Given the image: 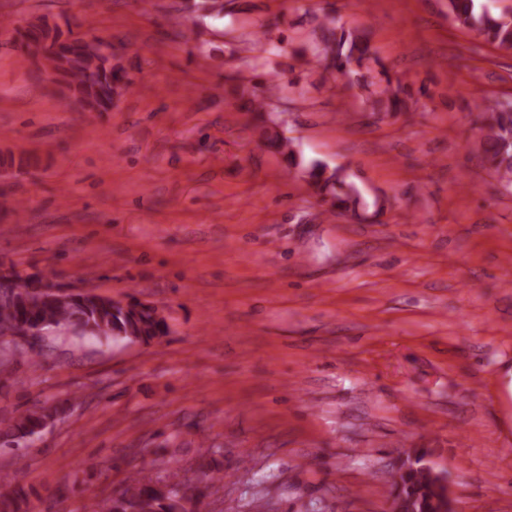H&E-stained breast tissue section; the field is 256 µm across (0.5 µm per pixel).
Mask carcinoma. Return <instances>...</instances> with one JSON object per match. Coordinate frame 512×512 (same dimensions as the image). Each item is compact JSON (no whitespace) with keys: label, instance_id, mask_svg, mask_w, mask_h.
<instances>
[{"label":"carcinoma","instance_id":"obj_1","mask_svg":"<svg viewBox=\"0 0 512 512\" xmlns=\"http://www.w3.org/2000/svg\"><path fill=\"white\" fill-rule=\"evenodd\" d=\"M448 17L464 29L475 32L494 44L505 54H512V9L497 13L480 0H447ZM273 24L264 23L256 31L236 37L243 52L259 55L269 52ZM24 58L48 61L62 95H72L85 112H107L112 108L113 82L120 68L112 65L113 44L86 34L76 35L67 29L68 36L61 38L59 26L51 27L45 21L30 23L15 29ZM314 40L296 50L301 57L308 55L326 70L349 74L350 85L367 91L366 101L371 112H400L406 108L401 97L405 93L400 80H392L386 70L385 84L375 86L366 79L362 69L369 63L380 64L371 52L366 36L356 29L339 24L336 15L326 12L314 17ZM279 84L270 81L245 86L248 95L247 111L257 112L262 123H270L276 131L266 138V143L290 164L296 163L294 146L280 131L285 121L275 120L280 111L272 106ZM480 143L488 169L504 186L512 188V100L483 101L480 108ZM309 184L322 200L330 203L331 210L357 213L366 202L356 185L348 180L341 168L330 169L313 163L306 169ZM29 292H17L0 297V326L19 323L33 318L45 327L67 326L81 339L98 341L140 343L149 345L169 334L170 327L162 311L132 297L124 307L96 293L93 286L69 296L51 293L39 294L33 307L28 303ZM58 417L57 408H42L18 417L0 419V447L21 446L32 439L42 428ZM416 461L398 472L389 471L388 497L402 498L411 506V512H438V492L435 489L430 452L415 449ZM201 476L193 480L173 469L167 478L144 482L130 476L118 494L102 498L89 505L91 512H188L198 508L202 494L199 484L210 479L211 462L201 464ZM29 498L23 488L0 494V512H28Z\"/></svg>","mask_w":512,"mask_h":512}]
</instances>
